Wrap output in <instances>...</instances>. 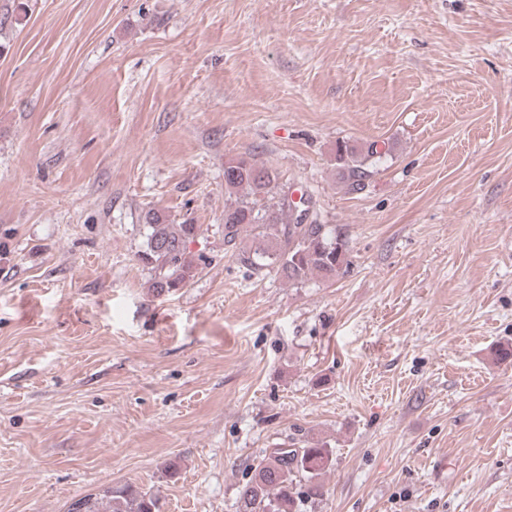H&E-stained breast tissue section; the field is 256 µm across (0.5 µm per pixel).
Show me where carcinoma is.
I'll list each match as a JSON object with an SVG mask.
<instances>
[{
    "label": "carcinoma",
    "instance_id": "obj_1",
    "mask_svg": "<svg viewBox=\"0 0 512 512\" xmlns=\"http://www.w3.org/2000/svg\"><path fill=\"white\" fill-rule=\"evenodd\" d=\"M377 154L366 147L342 142L336 146V175L351 191L360 189L368 163ZM275 170L252 159L236 157L224 164V245L237 251L259 272L282 276L302 285L313 275L332 279L348 264V248L327 224H302L294 217L286 195H276ZM146 245L138 254L154 270L151 288L161 296L186 287L198 274V264L186 252L196 236L195 224H169L167 216L150 209L143 215ZM251 235L260 244L242 246ZM331 465L327 448H274L253 466L252 476L238 492L237 512H304L303 506L323 495L320 477ZM81 512H161L158 499L133 484L105 485L79 497Z\"/></svg>",
    "mask_w": 512,
    "mask_h": 512
}]
</instances>
